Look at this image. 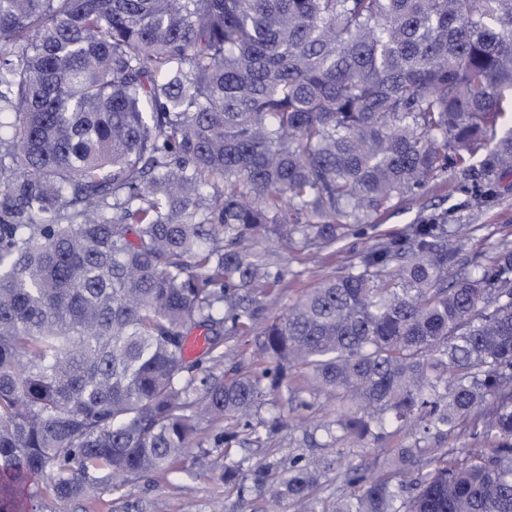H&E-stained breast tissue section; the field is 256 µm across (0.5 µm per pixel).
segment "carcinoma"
<instances>
[{
  "label": "carcinoma",
  "instance_id": "obj_1",
  "mask_svg": "<svg viewBox=\"0 0 512 512\" xmlns=\"http://www.w3.org/2000/svg\"><path fill=\"white\" fill-rule=\"evenodd\" d=\"M507 112L512 0H0V512L172 472L204 423L230 449L284 388L269 433L322 398L335 455L230 460L229 489L512 512V245L430 219L277 315L253 247L332 255L451 169L488 196ZM257 325L262 374L221 369Z\"/></svg>",
  "mask_w": 512,
  "mask_h": 512
}]
</instances>
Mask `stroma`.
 <instances>
[{
    "mask_svg": "<svg viewBox=\"0 0 512 512\" xmlns=\"http://www.w3.org/2000/svg\"><path fill=\"white\" fill-rule=\"evenodd\" d=\"M457 177L447 172L403 198L395 200L393 208L380 216L364 234L349 237L328 259L305 261L299 252L288 250L283 257L288 264V274L281 290L282 301H289L300 291L311 287L319 279L341 271L355 262L356 255L379 242L402 235L408 225L417 223L434 212H447L449 228L460 224H476L480 230L469 242V255L493 251L503 242L512 243V185L500 188L497 196L488 204H470L468 193L455 190ZM286 397H278L275 404L255 411L253 423L257 427L258 440H247L224 450L214 442L213 433L202 437L203 444L188 449L181 468L151 482L139 481L124 487L127 499L151 503V512H237L238 500H254L252 490L244 494L227 492L211 465L224 455L248 458L250 466L257 467L280 462L289 452L306 453L311 443H324L323 429L310 427L308 432L281 431L268 434L273 417L287 413Z\"/></svg>",
    "mask_w": 512,
    "mask_h": 512,
    "instance_id": "obj_1",
    "label": "stroma"
}]
</instances>
